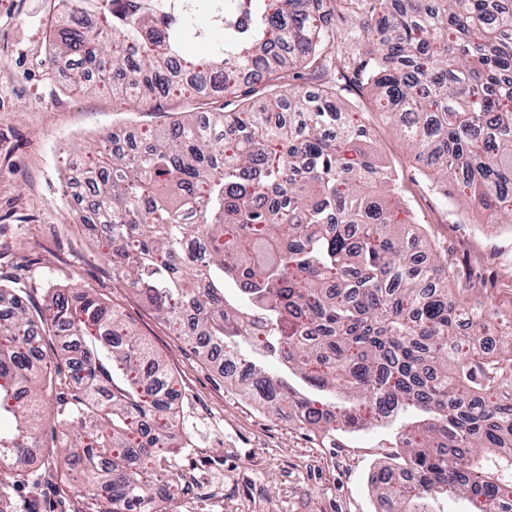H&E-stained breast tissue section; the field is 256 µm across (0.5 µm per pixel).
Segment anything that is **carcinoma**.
I'll return each instance as SVG.
<instances>
[{
	"label": "carcinoma",
	"mask_w": 512,
	"mask_h": 512,
	"mask_svg": "<svg viewBox=\"0 0 512 512\" xmlns=\"http://www.w3.org/2000/svg\"><path fill=\"white\" fill-rule=\"evenodd\" d=\"M68 2L54 52L78 57L96 90L159 107L207 89L236 96L256 69L271 96L267 112L242 98L215 113L206 133L187 117L141 148L102 140L80 222L104 225L127 286L198 352L247 348L249 394L268 408L286 402L327 435L398 424L394 465L412 480L380 481L390 512H435L448 494L470 512H509L512 312L481 277L409 248L364 112L342 110L332 84L284 82L330 59L351 0H233L234 37L186 70L180 44L196 31L161 0ZM351 20L373 111L397 123L429 187L451 179L487 223L512 224V0H373ZM0 305V475L21 477L63 378L59 423L81 429L64 463L84 492L106 494L109 512H159L170 494L155 479L179 445L165 361L86 291L53 295L38 320L2 289ZM36 331L70 356L33 362Z\"/></svg>",
	"instance_id": "carcinoma-1"
}]
</instances>
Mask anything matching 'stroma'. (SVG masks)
Here are the masks:
<instances>
[{"instance_id": "1", "label": "stroma", "mask_w": 512, "mask_h": 512, "mask_svg": "<svg viewBox=\"0 0 512 512\" xmlns=\"http://www.w3.org/2000/svg\"><path fill=\"white\" fill-rule=\"evenodd\" d=\"M65 0H0V286L20 295L28 313L44 315L54 288H81L116 308L162 356L175 379L184 444L169 474L178 486L165 512H388L370 482L390 453L387 430L324 438L290 410L260 407L226 378L216 359L196 352L116 276L104 231L89 232L67 204L84 178L98 138L144 140L173 113L228 112L237 102L219 92L207 100L171 98L162 110L134 106L79 85L77 68L51 58L53 27ZM352 28L336 25L347 63L334 84L342 105L371 106L359 63L366 49ZM372 148L397 170L404 207L425 236L417 250L468 264L480 253L483 277H512V224H489L456 186L440 197L410 161L395 124L371 114ZM68 390L56 386L41 417V447L31 449L19 482L0 483V512H105L106 498L84 496L78 476L57 457V412Z\"/></svg>"}]
</instances>
